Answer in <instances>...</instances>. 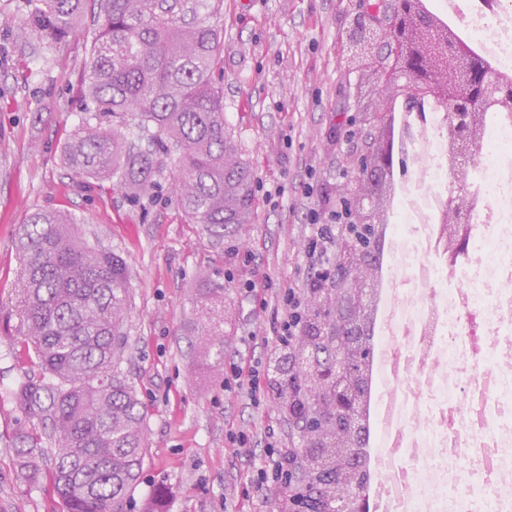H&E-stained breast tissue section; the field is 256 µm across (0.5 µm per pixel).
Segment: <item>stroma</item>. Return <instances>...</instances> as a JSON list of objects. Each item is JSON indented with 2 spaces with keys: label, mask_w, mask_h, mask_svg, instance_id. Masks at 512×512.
I'll list each match as a JSON object with an SVG mask.
<instances>
[{
  "label": "stroma",
  "mask_w": 512,
  "mask_h": 512,
  "mask_svg": "<svg viewBox=\"0 0 512 512\" xmlns=\"http://www.w3.org/2000/svg\"><path fill=\"white\" fill-rule=\"evenodd\" d=\"M372 2L221 0L209 14L224 59V128L254 195L248 223L226 225L218 242L176 203L178 157L166 160L158 197L141 205L108 180L84 189L65 165L64 147L83 115L95 0L60 41L27 25L42 0H0V512H64L49 483L19 480L12 448L14 433L32 425L14 391L41 373L20 326L15 239L25 217L41 210L72 215L88 243L129 266L120 368L148 413V451L131 512L161 486L166 512H282L286 494L259 483L257 467L268 432L288 448L298 442L295 427L271 402L225 389L223 369L197 357L190 334L197 275L210 273L224 287L225 356L243 350L263 357L280 292L303 275L308 211L335 208L367 146L370 127L354 97L360 76L340 55L346 16ZM260 271L272 286L266 311L256 313L243 285ZM233 433L247 435L250 448L236 451Z\"/></svg>",
  "instance_id": "1"
}]
</instances>
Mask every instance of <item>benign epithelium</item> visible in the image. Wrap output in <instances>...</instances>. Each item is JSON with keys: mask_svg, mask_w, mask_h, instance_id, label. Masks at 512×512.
Wrapping results in <instances>:
<instances>
[{"mask_svg": "<svg viewBox=\"0 0 512 512\" xmlns=\"http://www.w3.org/2000/svg\"><path fill=\"white\" fill-rule=\"evenodd\" d=\"M387 24L381 25L373 8L350 15L343 32L341 63L360 73L370 87L358 90L360 111L372 119L368 152L362 156L359 171L364 180L348 184L343 192L352 203L358 224H382L389 196L387 191L386 130L384 113L392 99L415 101L432 95L443 100L454 118V152L460 166L474 157L479 135L480 115L490 109L512 112V83L497 78L484 62L473 55L455 34L425 11L420 0H387L384 4ZM474 198L465 189L451 200L445 221L451 224L469 223ZM370 260L358 254L344 263L342 283L352 295V301H339V315L333 321L336 328H345L337 339L339 361L360 360L364 344L358 342L365 332L361 315L368 301L370 280L363 272ZM336 415L307 423L309 437L330 427L350 434L360 442V423L356 412L335 404ZM336 473L341 478L336 487H349L358 481L361 470L356 464L339 463ZM338 512H365L360 500L336 494Z\"/></svg>", "mask_w": 512, "mask_h": 512, "instance_id": "7a95c632", "label": "benign epithelium"}]
</instances>
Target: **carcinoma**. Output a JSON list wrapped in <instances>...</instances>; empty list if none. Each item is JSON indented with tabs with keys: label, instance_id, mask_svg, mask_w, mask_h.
Listing matches in <instances>:
<instances>
[{
	"label": "carcinoma",
	"instance_id": "1",
	"mask_svg": "<svg viewBox=\"0 0 512 512\" xmlns=\"http://www.w3.org/2000/svg\"><path fill=\"white\" fill-rule=\"evenodd\" d=\"M28 25L48 39L74 28L84 0H43ZM100 25L84 70L85 121L65 147L67 167L91 182L110 179L139 204L153 198L164 159L181 154L176 201L187 219L224 239V225L244 224L253 208L250 174L232 161L224 131L223 69L215 29L199 8L207 0L168 8L159 0H97ZM77 220L53 211L27 216L16 242L21 265L27 346L42 377L23 383L19 408L50 429L51 456L37 430L13 439L19 477L49 481L65 512H123L147 452L146 415L120 372L130 307L128 264L77 237ZM368 254L380 256L382 236L351 225ZM192 330L205 337L200 358L224 365V287L194 299ZM284 358L283 376L300 378L316 414L328 400L305 363Z\"/></svg>",
	"mask_w": 512,
	"mask_h": 512
}]
</instances>
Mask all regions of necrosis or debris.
<instances>
[{
  "instance_id": "4bbe7bcc",
  "label": "necrosis or debris",
  "mask_w": 512,
  "mask_h": 512,
  "mask_svg": "<svg viewBox=\"0 0 512 512\" xmlns=\"http://www.w3.org/2000/svg\"><path fill=\"white\" fill-rule=\"evenodd\" d=\"M467 40L492 51L495 70L512 71V0L472 14ZM414 181L440 204L449 199L454 163L448 113L432 102L417 130ZM478 151L465 182L480 207L469 224L439 226L430 250L428 227L405 202L395 203L388 241L402 279L376 290V311L399 309L396 335H376L400 374L387 386L398 400L402 447L368 433L370 462H385L403 490V512H512V116L482 115ZM464 249H457L458 238ZM444 362L430 375L427 365Z\"/></svg>"
}]
</instances>
